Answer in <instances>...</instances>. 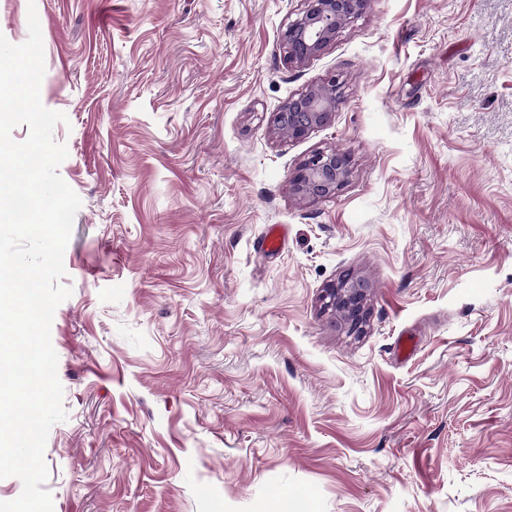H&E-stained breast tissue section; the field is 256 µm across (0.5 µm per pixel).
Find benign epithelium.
<instances>
[{"label":"benign epithelium","instance_id":"benign-epithelium-1","mask_svg":"<svg viewBox=\"0 0 512 512\" xmlns=\"http://www.w3.org/2000/svg\"><path fill=\"white\" fill-rule=\"evenodd\" d=\"M368 0H305L301 15L290 21L282 34L284 57L302 64L319 55L346 23L357 19ZM336 77L290 99L274 113L272 124L279 135L300 138L315 127L326 125L336 111ZM349 173V158L334 150L318 151L293 172L290 185L303 199L317 200L335 194ZM368 285L348 277L323 289L322 306L339 314L350 332L362 329L366 319L364 301Z\"/></svg>","mask_w":512,"mask_h":512}]
</instances>
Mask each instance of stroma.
Masks as SVG:
<instances>
[{"label": "stroma", "mask_w": 512, "mask_h": 512, "mask_svg": "<svg viewBox=\"0 0 512 512\" xmlns=\"http://www.w3.org/2000/svg\"><path fill=\"white\" fill-rule=\"evenodd\" d=\"M32 6L81 200L53 512H512V0H369L301 65L304 0H0L11 43ZM333 76L330 122L276 136ZM334 149L341 189L294 195ZM347 273L355 334L319 303ZM349 158L336 150L318 151L293 172L290 185L297 196L317 200L334 195L349 173Z\"/></svg>", "instance_id": "35a3bbf8"}]
</instances>
